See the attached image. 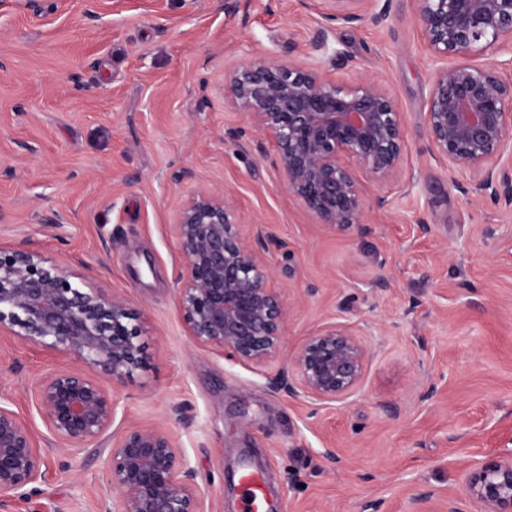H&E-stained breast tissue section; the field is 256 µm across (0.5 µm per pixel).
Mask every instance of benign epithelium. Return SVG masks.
<instances>
[{"label":"benign epithelium","instance_id":"obj_1","mask_svg":"<svg viewBox=\"0 0 512 512\" xmlns=\"http://www.w3.org/2000/svg\"><path fill=\"white\" fill-rule=\"evenodd\" d=\"M306 47L288 58H250L224 75V98L251 116L259 136L224 138L242 152L275 148L283 185L318 223L360 237L371 232L358 174L393 179L406 152L404 115L376 79L346 81L318 57L327 23L379 22L378 0H334ZM418 21L437 64L426 124L436 153L453 170L478 178L482 195L512 210V0H417ZM172 230L182 270L179 306L194 344L244 365L262 367L282 351L290 315L270 287L266 227L238 222L235 197L201 189L179 208ZM139 313L93 286L68 265L30 245L0 246V337L38 345L76 364L34 387L36 406L54 438L66 446L104 435L116 401L86 369L118 382L142 361ZM369 348L348 325L325 324L299 345L292 372L269 382L313 410L343 402L362 385ZM0 396V509L42 476V456L29 427ZM104 512H210L196 471L162 426H129L112 434ZM413 512H512V450L468 469L463 493L432 490L412 500Z\"/></svg>","mask_w":512,"mask_h":512}]
</instances>
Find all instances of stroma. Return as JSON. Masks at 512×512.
I'll return each mask as SVG.
<instances>
[{
    "instance_id": "obj_1",
    "label": "stroma",
    "mask_w": 512,
    "mask_h": 512,
    "mask_svg": "<svg viewBox=\"0 0 512 512\" xmlns=\"http://www.w3.org/2000/svg\"><path fill=\"white\" fill-rule=\"evenodd\" d=\"M330 0H0V244L30 241L80 266L140 312L143 364L121 382L116 427L166 425L212 512H245L240 476L263 474L270 512H410L420 491L462 493L475 459L512 449V213L451 173L425 124L434 70L415 0L340 25L326 63L396 95L408 156L368 185L371 234L315 223L269 159L224 131L254 129L224 98V74L305 44ZM206 184L265 225L271 285L290 307L286 345L265 368L197 347L178 308L169 226ZM66 223L47 226L52 213ZM428 225L421 233L420 225ZM350 326L372 357L361 389L318 414L269 380L323 323ZM66 362L0 341V394L31 427L42 477L7 512H102L111 435L63 447L32 397ZM397 415L385 412V405ZM336 451L335 463L323 458Z\"/></svg>"
}]
</instances>
